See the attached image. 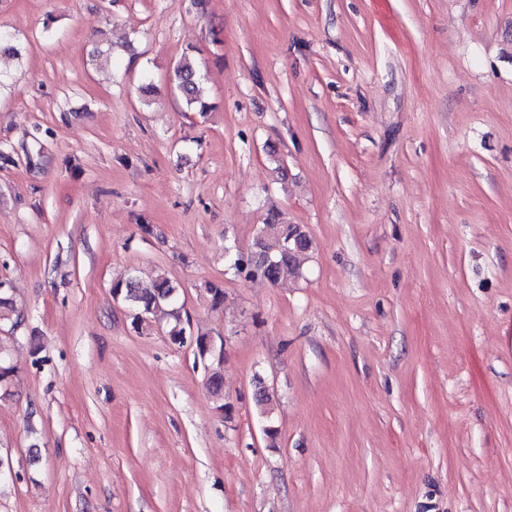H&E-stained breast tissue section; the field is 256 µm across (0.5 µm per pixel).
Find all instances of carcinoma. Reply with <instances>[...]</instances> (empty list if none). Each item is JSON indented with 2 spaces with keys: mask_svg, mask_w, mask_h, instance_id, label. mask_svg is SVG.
Returning <instances> with one entry per match:
<instances>
[{
  "mask_svg": "<svg viewBox=\"0 0 512 512\" xmlns=\"http://www.w3.org/2000/svg\"><path fill=\"white\" fill-rule=\"evenodd\" d=\"M172 81L185 98L188 106L196 104L205 108L199 97L200 73L194 64L186 57L174 67ZM271 223L279 225L276 233L266 236L260 244V254L264 257L265 266L249 267V273L259 274L272 284H278L301 275L302 264L311 248L309 238L295 236L293 225L280 217L271 218ZM113 297L122 300L131 312L132 326L138 333L149 332L158 315L175 316L169 310L178 299V289L164 274L157 275L149 283H143L132 275L125 280L115 283L112 287ZM0 320L17 323L21 315L16 313L8 289L0 287ZM213 396L216 398L217 409L224 412L223 378L220 372H215L209 379Z\"/></svg>",
  "mask_w": 512,
  "mask_h": 512,
  "instance_id": "1",
  "label": "carcinoma"
}]
</instances>
